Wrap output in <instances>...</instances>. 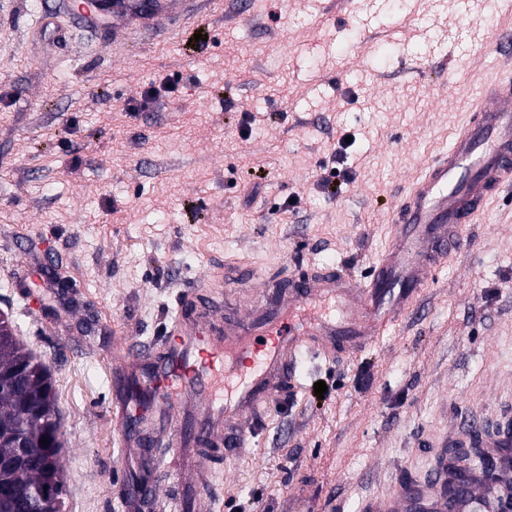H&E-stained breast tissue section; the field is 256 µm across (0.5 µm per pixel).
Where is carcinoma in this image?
<instances>
[{"instance_id":"carcinoma-1","label":"carcinoma","mask_w":512,"mask_h":512,"mask_svg":"<svg viewBox=\"0 0 512 512\" xmlns=\"http://www.w3.org/2000/svg\"><path fill=\"white\" fill-rule=\"evenodd\" d=\"M37 409L40 416L25 421L23 409ZM58 414L55 391L49 368L24 351L14 336L9 320L0 318V434L21 431L34 450L29 467L18 472V477L28 484L32 495L50 487L58 499L65 495L64 463L61 458L62 443L44 446L42 438L54 440V433L61 428L55 420Z\"/></svg>"}]
</instances>
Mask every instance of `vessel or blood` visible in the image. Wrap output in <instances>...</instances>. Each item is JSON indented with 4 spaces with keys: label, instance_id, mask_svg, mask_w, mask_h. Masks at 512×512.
Returning a JSON list of instances; mask_svg holds the SVG:
<instances>
[{
    "label": "vessel or blood",
    "instance_id": "obj_1",
    "mask_svg": "<svg viewBox=\"0 0 512 512\" xmlns=\"http://www.w3.org/2000/svg\"><path fill=\"white\" fill-rule=\"evenodd\" d=\"M204 3L114 0L108 21L120 28L138 17L141 32L156 36L171 19L201 13ZM487 49L511 59L512 30L493 31ZM511 187L512 77H503L393 206L391 244L367 281L337 270L313 272L262 283L247 304L236 295L221 302L201 301L189 291L179 295L165 353L140 378L154 400L139 407V416L162 418L164 430L141 429L139 446H153L162 434L181 454L205 445L228 455L243 451L260 427L261 412L293 385L291 368L302 350L361 353L417 308L465 226ZM140 360L132 342L114 348L115 383H126Z\"/></svg>",
    "mask_w": 512,
    "mask_h": 512
}]
</instances>
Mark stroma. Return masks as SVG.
Masks as SVG:
<instances>
[{
	"label": "stroma",
	"mask_w": 512,
	"mask_h": 512,
	"mask_svg": "<svg viewBox=\"0 0 512 512\" xmlns=\"http://www.w3.org/2000/svg\"><path fill=\"white\" fill-rule=\"evenodd\" d=\"M234 2L203 13L197 49L180 20L150 38L0 0V312L52 374L62 512H172L192 461L147 473L154 449L123 446L114 347L160 343L177 293L227 262L367 275L389 208L501 74L489 30L512 27L493 0H252L250 20ZM331 167L350 175L333 196ZM295 382L250 448L215 457L197 493L216 512H363L427 482L441 443L512 420V194L416 313L358 356L301 355Z\"/></svg>",
	"instance_id": "obj_1"
}]
</instances>
